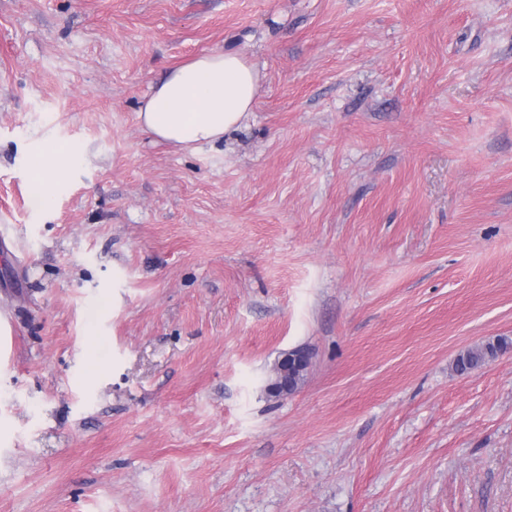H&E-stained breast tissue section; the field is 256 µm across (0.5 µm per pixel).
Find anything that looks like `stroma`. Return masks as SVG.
Wrapping results in <instances>:
<instances>
[{"label": "stroma", "mask_w": 512, "mask_h": 512, "mask_svg": "<svg viewBox=\"0 0 512 512\" xmlns=\"http://www.w3.org/2000/svg\"><path fill=\"white\" fill-rule=\"evenodd\" d=\"M214 50L249 119L154 142ZM496 337L512 0H0V512H512V351L455 370ZM259 78L256 67L238 53L200 55L153 87L138 119L147 134L173 147L213 146L253 112ZM78 153L68 145H45L34 162L32 186L35 195L44 197L51 193L56 178L78 161ZM309 360V354L301 349L284 353L276 366V378L268 386L269 392L276 397L294 392L309 366Z\"/></svg>", "instance_id": "obj_1"}]
</instances>
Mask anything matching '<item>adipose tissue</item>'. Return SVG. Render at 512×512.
Masks as SVG:
<instances>
[{"label":"adipose tissue","mask_w":512,"mask_h":512,"mask_svg":"<svg viewBox=\"0 0 512 512\" xmlns=\"http://www.w3.org/2000/svg\"><path fill=\"white\" fill-rule=\"evenodd\" d=\"M260 75L235 52L215 51L171 69L138 113L143 130L173 147L215 145L236 131L253 110ZM78 160L70 146L43 147L34 162L36 196L51 193L57 177Z\"/></svg>","instance_id":"adipose-tissue-1"}]
</instances>
